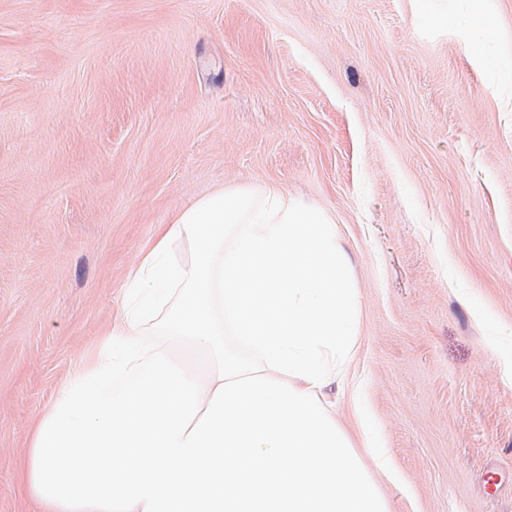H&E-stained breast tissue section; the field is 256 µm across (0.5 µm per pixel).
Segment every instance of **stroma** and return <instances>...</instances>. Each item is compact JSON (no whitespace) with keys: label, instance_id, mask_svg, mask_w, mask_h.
I'll use <instances>...</instances> for the list:
<instances>
[{"label":"stroma","instance_id":"35a3bbf8","mask_svg":"<svg viewBox=\"0 0 512 512\" xmlns=\"http://www.w3.org/2000/svg\"><path fill=\"white\" fill-rule=\"evenodd\" d=\"M473 38L512 48V0ZM463 0H0V512L157 225L277 187L336 225L391 512H512V85Z\"/></svg>","mask_w":512,"mask_h":512}]
</instances>
